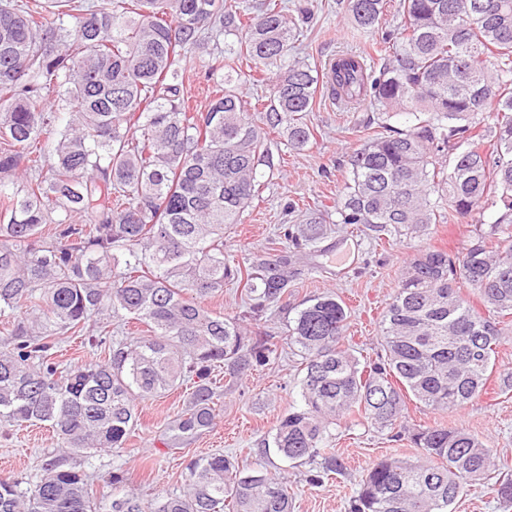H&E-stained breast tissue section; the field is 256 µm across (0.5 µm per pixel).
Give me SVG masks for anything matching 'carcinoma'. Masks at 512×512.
Listing matches in <instances>:
<instances>
[{"mask_svg":"<svg viewBox=\"0 0 512 512\" xmlns=\"http://www.w3.org/2000/svg\"><path fill=\"white\" fill-rule=\"evenodd\" d=\"M384 8L347 0L360 29L381 24ZM399 9L404 24L384 31L380 67L347 54L325 76L337 101L407 119L404 129L383 124L353 152L336 223L380 241L427 236L448 210L497 217L460 253L433 247L409 260L373 360L360 362L345 344L341 300L302 303L288 325L304 370L301 405L280 419L272 448L295 464L322 454L323 471L334 472L331 427L359 416L400 429L424 460L375 464L350 512H448L470 483L491 479L512 504V470L496 467L481 440L403 422L411 397L448 411L480 396L495 372L492 316L512 315V0H399ZM243 13L231 0H0V429L49 422L58 437L34 486L0 474V512H292L287 482L246 473L222 453L190 458L183 490L146 502L115 492L125 483L117 470L114 493L92 497L77 465L120 453L139 402L184 384L190 397L164 445L185 448L215 425V370L237 381L277 356L272 337L249 334L205 301L236 281L260 319L288 295V250L233 268L224 228L259 197L260 167L276 170L266 131L293 149L309 143L319 78L292 58L295 18L269 4L245 24ZM226 32L237 47L224 52ZM200 54L208 73H224V90L202 112L183 91V71ZM242 56L273 73L255 104L236 91ZM327 231L314 220L290 242L314 244ZM130 320L147 336L107 339L108 327ZM68 333L104 356L61 366L55 348Z\"/></svg>","mask_w":512,"mask_h":512,"instance_id":"obj_1","label":"carcinoma"}]
</instances>
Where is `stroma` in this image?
I'll return each mask as SVG.
<instances>
[{
	"label": "stroma",
	"mask_w": 512,
	"mask_h": 512,
	"mask_svg": "<svg viewBox=\"0 0 512 512\" xmlns=\"http://www.w3.org/2000/svg\"><path fill=\"white\" fill-rule=\"evenodd\" d=\"M282 3L293 15L308 11L302 24L304 35L294 54L319 71L329 58L349 52L379 64L383 30L401 22L399 0H387L381 29L370 31L349 21L345 0ZM372 117L369 106L341 105L322 89L306 116L313 136L303 150L289 149L283 134L270 133V148L280 173L262 199L244 212L241 223L225 229L226 262L234 266L255 253H276L285 242V232L296 231L310 214L335 212L348 178L346 157L376 131ZM493 220L488 210L465 220L452 216L447 223L435 225L427 237L379 243L353 227H337L335 233L295 255L288 304L295 307L323 292L335 293L348 307L347 334L356 356L363 361L375 358L380 349V319L397 291L406 261L428 246L461 252L476 226ZM247 327L254 334L274 337L282 349L277 359L252 371L243 381L225 385L212 431L184 450L170 451L162 443V433L168 419L182 410L186 390L141 402L140 420L121 456L103 453L85 461L91 495L109 494L104 478L115 468L123 470L128 487L143 498L178 491L184 486L185 466L191 456L223 452L236 455L246 469L268 468L284 478L293 512H349L367 471L380 459L421 460V449L396 438L393 430L376 429L358 417L341 419L334 431L331 446L341 465L339 472L323 474L317 460L297 466L268 459L265 439L271 437L279 419L301 401L300 358L283 345L287 329L282 316L269 313L260 321L248 322ZM496 390V385H489L486 394L458 411L436 412L409 404L405 422L465 429L485 441L496 462L512 467V393L500 396ZM55 447L56 437L45 425L0 430V472L37 479L53 458Z\"/></svg>",
	"instance_id": "obj_1"
}]
</instances>
